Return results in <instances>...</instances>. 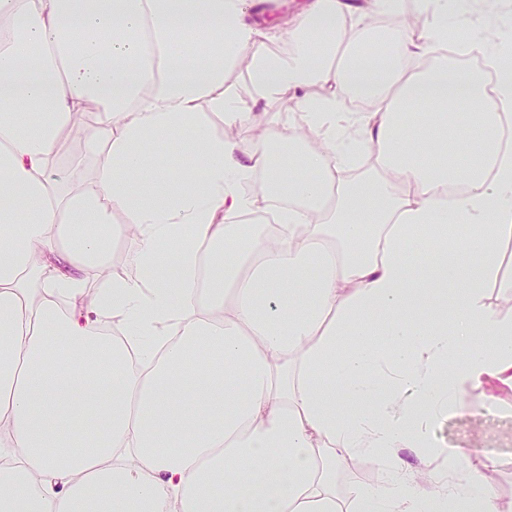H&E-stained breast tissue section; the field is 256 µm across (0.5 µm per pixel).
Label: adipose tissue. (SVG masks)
Segmentation results:
<instances>
[{
	"mask_svg": "<svg viewBox=\"0 0 512 512\" xmlns=\"http://www.w3.org/2000/svg\"><path fill=\"white\" fill-rule=\"evenodd\" d=\"M251 6L0 0V512H506L492 459L424 483L399 452L435 455L434 422L483 377L512 385V317L486 299L512 290V34L491 38L493 72L457 76L408 63L473 0H420L429 40L394 29V57L338 35L348 0H307L286 53ZM242 60L265 100L320 87L303 121L324 151L285 168L271 146L288 128L250 151L212 135L200 104L229 127L255 119L225 83ZM346 93L382 107L337 120ZM91 105L99 169L66 196L63 133ZM162 138L194 162L190 188L160 198L169 168L145 146ZM361 146L375 165L352 183ZM259 170L292 202L272 247L240 221ZM118 211L138 228L135 275L86 299ZM360 458L382 482L338 497L334 464Z\"/></svg>",
	"mask_w": 512,
	"mask_h": 512,
	"instance_id": "adipose-tissue-1",
	"label": "adipose tissue"
}]
</instances>
